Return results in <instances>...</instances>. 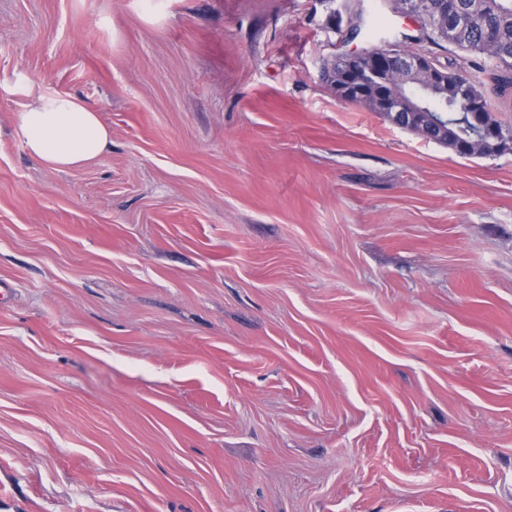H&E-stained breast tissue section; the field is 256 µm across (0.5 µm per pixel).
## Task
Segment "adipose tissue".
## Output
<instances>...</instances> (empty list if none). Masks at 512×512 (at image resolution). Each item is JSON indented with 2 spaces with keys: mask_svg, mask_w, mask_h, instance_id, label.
Segmentation results:
<instances>
[{
  "mask_svg": "<svg viewBox=\"0 0 512 512\" xmlns=\"http://www.w3.org/2000/svg\"><path fill=\"white\" fill-rule=\"evenodd\" d=\"M18 137L30 155L58 170L89 163L112 143L93 107L60 94H40L27 105Z\"/></svg>",
  "mask_w": 512,
  "mask_h": 512,
  "instance_id": "adipose-tissue-1",
  "label": "adipose tissue"
}]
</instances>
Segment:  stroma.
I'll return each mask as SVG.
<instances>
[{"mask_svg":"<svg viewBox=\"0 0 512 512\" xmlns=\"http://www.w3.org/2000/svg\"><path fill=\"white\" fill-rule=\"evenodd\" d=\"M328 14L0 0V512H512V149L338 97ZM18 137L30 155L58 170L89 163L112 144L93 107L60 94H38L27 105Z\"/></svg>","mask_w":512,"mask_h":512,"instance_id":"obj_1","label":"stroma"}]
</instances>
